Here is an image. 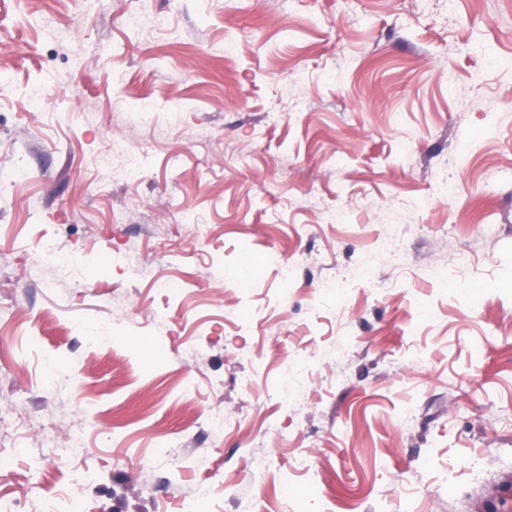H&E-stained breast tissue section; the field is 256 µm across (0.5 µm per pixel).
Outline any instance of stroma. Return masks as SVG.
<instances>
[{
    "label": "stroma",
    "instance_id": "stroma-1",
    "mask_svg": "<svg viewBox=\"0 0 512 512\" xmlns=\"http://www.w3.org/2000/svg\"><path fill=\"white\" fill-rule=\"evenodd\" d=\"M0 71V505L512 512V0H0ZM129 26L139 30L163 31L170 27V20L166 15L138 11L128 15ZM40 251L43 260L54 267L61 278L73 279L81 274V265L78 263L60 264L57 260V254L54 243L49 240L40 242ZM212 489L207 484H199L194 492L181 502V512H212L210 510ZM64 503V507H63ZM85 502L73 494L60 496L48 495L40 502L39 512H85Z\"/></svg>",
    "mask_w": 512,
    "mask_h": 512
}]
</instances>
